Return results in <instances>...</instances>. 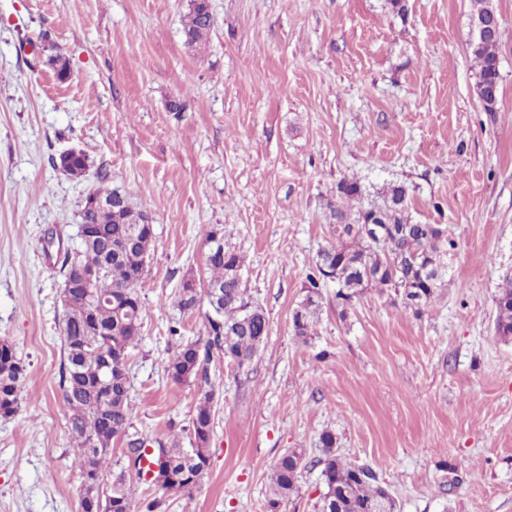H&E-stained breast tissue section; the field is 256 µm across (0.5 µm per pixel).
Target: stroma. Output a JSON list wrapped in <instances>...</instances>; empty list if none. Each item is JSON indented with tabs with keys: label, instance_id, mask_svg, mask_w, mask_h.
Here are the masks:
<instances>
[{
	"label": "stroma",
	"instance_id": "35a3bbf8",
	"mask_svg": "<svg viewBox=\"0 0 512 512\" xmlns=\"http://www.w3.org/2000/svg\"><path fill=\"white\" fill-rule=\"evenodd\" d=\"M405 3L209 0L215 25L194 51L189 0H0V337L28 370L18 412L0 417V512H80L59 268L101 172L155 224L128 362L134 432L191 447L201 395L217 401L204 477L158 512H267L273 466L294 448L308 466L281 512H319L326 431L401 512H512V342L493 329L512 268V0H494L492 112L474 91L470 0ZM73 147L89 157L80 180L54 165ZM352 177L369 202L405 186L413 221L452 229L448 281L417 315L375 288L343 308L327 284L301 340L292 314ZM215 228L245 255L269 336L249 379L217 357L208 382L178 385L164 366L207 321L174 299L204 274Z\"/></svg>",
	"mask_w": 512,
	"mask_h": 512
}]
</instances>
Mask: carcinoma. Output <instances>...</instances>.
<instances>
[{
  "instance_id": "carcinoma-1",
  "label": "carcinoma",
  "mask_w": 512,
  "mask_h": 512,
  "mask_svg": "<svg viewBox=\"0 0 512 512\" xmlns=\"http://www.w3.org/2000/svg\"><path fill=\"white\" fill-rule=\"evenodd\" d=\"M215 25L208 0H190L183 33L185 45L200 47ZM503 37L499 29L488 39L469 45L476 68L475 92L485 109L495 110L500 93L498 47ZM89 167L88 157L79 154L67 163L64 172L82 177ZM118 192L101 176L100 184L85 197L80 224L93 226L91 240L82 241L80 251L65 254L60 274L71 279L73 268L105 270L85 288H65L61 293L66 364L62 371V398L69 411L68 427L77 453L74 465L90 483L81 498V512H130L132 503L129 474L139 477L154 472L153 481L163 494L185 493L199 483L209 461L213 435V394L200 398L191 418L194 448L185 450L179 442L156 441L129 433L133 418L128 375L130 351L141 341L145 304L140 288L145 278L143 260L150 257L155 240L152 224L142 223L126 191L122 203L112 210L91 205L95 196L110 197ZM339 203L332 216L333 241L318 254L315 269L307 276L304 299L292 315L294 335L307 338L319 315V288L336 284V298L345 307L352 305L367 288L394 291L403 307L415 314L428 304L448 275V255L456 242L446 224H419L408 211V192L402 185L383 189L381 202L362 205L363 187L356 179H342L336 186ZM377 225L384 238H370L366 225ZM245 266V257L222 247L206 255V280L195 275L182 281L176 306L196 310L211 288L217 296L207 300L206 340L184 341L168 359L165 372L176 384L208 381L214 356L249 375L251 364L268 336L269 321L254 304L243 279L236 277ZM495 335L512 341V268L500 276L495 297ZM27 368L14 345L0 338V417L17 412ZM124 440L125 467H112V445ZM322 457L318 464L327 491L320 512H368L369 506L386 496V488L367 465H356L336 452V438L330 432L320 437ZM307 467L305 455L295 449L285 451L270 477L268 512H278L297 489L299 474Z\"/></svg>"
}]
</instances>
